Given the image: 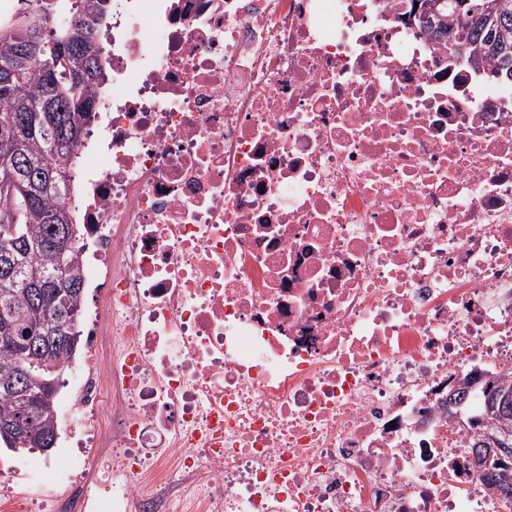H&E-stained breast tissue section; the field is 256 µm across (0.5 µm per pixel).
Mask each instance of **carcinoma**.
I'll return each mask as SVG.
<instances>
[{"label": "carcinoma", "mask_w": 512, "mask_h": 512, "mask_svg": "<svg viewBox=\"0 0 512 512\" xmlns=\"http://www.w3.org/2000/svg\"><path fill=\"white\" fill-rule=\"evenodd\" d=\"M68 12L71 24L85 34L87 45L70 46L69 26H56L53 15ZM18 22L0 18V69L13 78L0 84V191L22 207L19 220L8 206L0 213V250L14 254L9 269L0 267V336L16 338L0 347V379L18 370L28 374L21 396L0 385V421L21 419L26 424L27 448H45L43 440L56 437L55 396L42 393L41 381L58 380L32 359L33 336L58 329L61 312L80 316L83 264L75 241L80 237L69 205L72 163L95 118L99 85L105 80L101 30L107 27L108 0H17ZM443 19L429 35L448 38L456 59L472 68L491 61L486 77L512 79V14L475 22L447 3ZM34 40L37 48L16 54L11 46ZM64 247V265L53 268L48 252ZM480 383L481 412L468 424L484 430V415L492 393L512 392V380L496 377ZM495 461L479 475L512 502V484L497 479Z\"/></svg>", "instance_id": "obj_1"}]
</instances>
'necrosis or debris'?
I'll return each mask as SVG.
<instances>
[{"label": "necrosis or debris", "mask_w": 512, "mask_h": 512, "mask_svg": "<svg viewBox=\"0 0 512 512\" xmlns=\"http://www.w3.org/2000/svg\"><path fill=\"white\" fill-rule=\"evenodd\" d=\"M87 345L49 512H506L448 411L512 376V81L398 0H112ZM111 397L109 413L99 404ZM0 460V512H36Z\"/></svg>", "instance_id": "obj_1"}]
</instances>
